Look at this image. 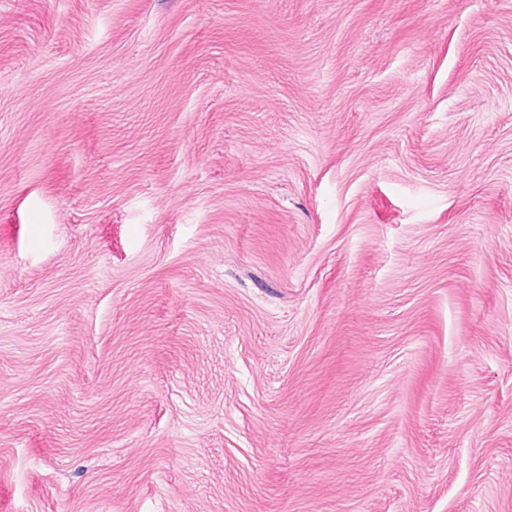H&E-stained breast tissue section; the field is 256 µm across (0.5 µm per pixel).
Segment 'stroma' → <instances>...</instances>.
Returning <instances> with one entry per match:
<instances>
[{"mask_svg":"<svg viewBox=\"0 0 512 512\" xmlns=\"http://www.w3.org/2000/svg\"><path fill=\"white\" fill-rule=\"evenodd\" d=\"M5 512H512V0H0Z\"/></svg>","mask_w":512,"mask_h":512,"instance_id":"35a3bbf8","label":"stroma"}]
</instances>
